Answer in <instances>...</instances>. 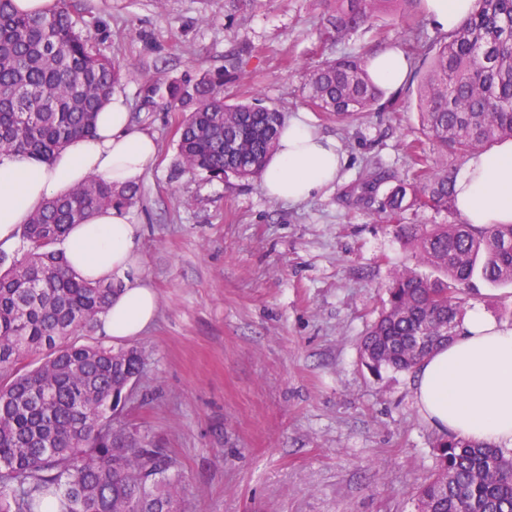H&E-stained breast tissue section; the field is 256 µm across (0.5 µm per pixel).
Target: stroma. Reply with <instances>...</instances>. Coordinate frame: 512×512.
Instances as JSON below:
<instances>
[{"mask_svg": "<svg viewBox=\"0 0 512 512\" xmlns=\"http://www.w3.org/2000/svg\"><path fill=\"white\" fill-rule=\"evenodd\" d=\"M71 12L132 72L118 92L159 145L129 209L159 312L127 341L144 366L118 411L176 459L181 512H416L441 434L415 406L414 373H374L360 352L415 258L398 227L349 197L368 166L412 173L415 100L339 122L309 111L301 67L368 52L394 30L328 40L321 0H71ZM240 43L257 52L253 73L225 85V100L308 112L348 157L332 189L290 204L256 180L175 173L182 115L144 105L140 80L223 68Z\"/></svg>", "mask_w": 512, "mask_h": 512, "instance_id": "35a3bbf8", "label": "stroma"}]
</instances>
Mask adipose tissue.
<instances>
[{
  "mask_svg": "<svg viewBox=\"0 0 512 512\" xmlns=\"http://www.w3.org/2000/svg\"><path fill=\"white\" fill-rule=\"evenodd\" d=\"M427 19L442 32L456 29L476 0H425ZM367 69L385 88L402 85L410 67L388 44ZM154 138L136 128L124 98L105 104L91 138H77L51 161L15 153L0 158V248L12 249L19 228L50 197L67 194L96 176L135 184L154 166ZM347 165L336 140L300 118L283 125L278 147L261 176L271 198L299 203L334 186ZM455 206L471 224L512 223V141L469 156L455 179ZM70 269L89 282L121 278L122 287L101 316L114 341L140 335L157 314V295L140 274L137 230L127 209L112 207L71 225L63 242ZM415 403L430 426L479 443L512 449V326L474 307L462 334L426 358L416 371Z\"/></svg>",
  "mask_w": 512,
  "mask_h": 512,
  "instance_id": "1",
  "label": "adipose tissue"
}]
</instances>
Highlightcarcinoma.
I'll return each mask as SVG.
<instances>
[{
	"label": "carcinoma",
	"mask_w": 512,
	"mask_h": 512,
	"mask_svg": "<svg viewBox=\"0 0 512 512\" xmlns=\"http://www.w3.org/2000/svg\"><path fill=\"white\" fill-rule=\"evenodd\" d=\"M421 0H336L328 37L341 41ZM416 63L422 134L443 158L465 159L512 139V0H476L471 16L436 44L405 25ZM250 46L224 55V68L167 83L141 82L146 103L184 113L178 171L222 181L260 177L275 150L284 113L257 102L227 103L224 82L246 73ZM128 74L94 51L77 29L68 0L51 15L20 11L0 0V156L27 153L48 161L79 136L92 135L103 99ZM384 96L366 58L327 57L309 72L307 104L354 121ZM448 163H419L411 177L367 168L353 202L398 223L417 265L398 273L388 300L361 341L373 370L409 371L457 335L462 294L477 283L512 284V224L400 223L410 209H454ZM391 188L375 202L379 188ZM139 187L117 188L97 177L46 202L21 227L22 247L0 255V512H178L176 463L108 412L139 375L140 353L78 344L69 336L95 329L117 292L66 265L54 245L72 224L103 207L133 206ZM436 470L415 492L417 512H512V452L454 436L435 445Z\"/></svg>",
	"instance_id": "carcinoma-1"
}]
</instances>
